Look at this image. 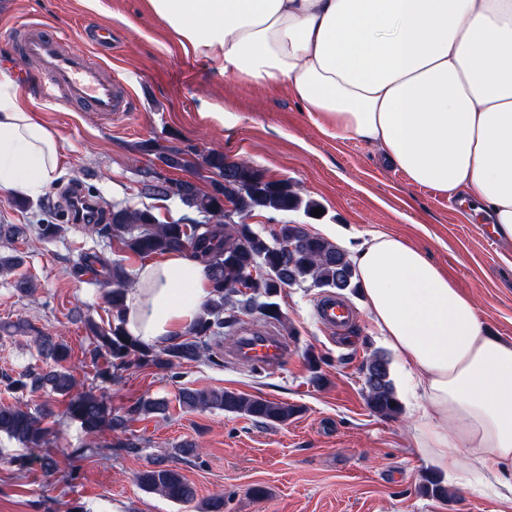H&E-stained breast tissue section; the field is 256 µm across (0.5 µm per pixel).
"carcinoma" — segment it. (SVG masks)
<instances>
[{"mask_svg":"<svg viewBox=\"0 0 512 512\" xmlns=\"http://www.w3.org/2000/svg\"><path fill=\"white\" fill-rule=\"evenodd\" d=\"M158 159L168 168L187 171L196 167L193 149L152 146ZM203 163L216 175L210 187L202 189L191 181L149 173L144 192L149 196H175L189 209L208 217L201 224L189 226L164 223L149 209L112 208L110 223L93 224L87 232L116 241L121 249L141 258L168 251L187 250L198 258L208 272L212 293L203 315L183 336L156 347L139 343L123 330L125 295L128 274L123 265L97 254L85 256L78 271L95 270L99 265L106 271L109 290L106 300L112 310V324L103 327L89 324L95 340V353L110 358V368L97 372L106 382L112 379L110 369L121 370L130 362L171 369L185 361H195L203 353L206 338L219 340L221 335L240 328L238 314L256 313L266 324L281 322L280 305L276 298L282 286L308 284L313 288H331L338 292H355L360 288L355 266L348 253L329 240L310 234L300 224H282L271 239L256 232L247 223L255 210L285 213L303 209L307 215L320 203L304 199L294 186L284 180L269 181L246 162L228 163L226 155L212 152ZM295 246L288 252L284 245ZM24 256L14 248L0 251V277H15V288L23 295L37 291L31 276L19 272ZM257 272L253 294L245 297L239 290L252 272ZM32 342L38 353L50 360L39 370L27 369L12 376L5 374L6 386L15 392H43L48 397L67 399L63 415L79 423L89 436L106 430L125 428L135 415L162 414L166 402L143 398L124 414L112 412L105 387L92 386L78 390L82 382L74 367H64L70 349L59 337L36 332ZM368 404L381 415L399 410L395 387L390 379L388 360L374 352L363 365ZM179 403L188 410L218 409L229 414L244 415L265 425L286 424L300 407L250 396L228 389H190L179 393ZM53 416L49 404L33 409L28 404L0 403V434L26 448H43L50 443L51 427L47 419ZM137 481L147 492L158 493L179 504L195 500L194 486L178 469L162 464L144 470Z\"/></svg>","mask_w":512,"mask_h":512,"instance_id":"carcinoma-1","label":"carcinoma"}]
</instances>
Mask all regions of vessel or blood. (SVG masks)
Segmentation results:
<instances>
[{
    "instance_id": "1",
    "label": "vessel or blood",
    "mask_w": 512,
    "mask_h": 512,
    "mask_svg": "<svg viewBox=\"0 0 512 512\" xmlns=\"http://www.w3.org/2000/svg\"><path fill=\"white\" fill-rule=\"evenodd\" d=\"M68 39L66 31L49 33L36 25L20 36L25 54L42 66V93L65 103L88 102L106 120L127 112L128 99L121 94L118 81L104 77L101 68L87 56L66 51ZM319 317L335 330L353 322L355 313L347 304L328 299L321 303ZM236 352L258 367L273 368L287 359L288 346L276 336L249 335L241 339Z\"/></svg>"
}]
</instances>
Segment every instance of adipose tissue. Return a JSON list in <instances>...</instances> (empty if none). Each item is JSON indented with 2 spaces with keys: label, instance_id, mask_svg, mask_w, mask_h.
<instances>
[{
  "label": "adipose tissue",
  "instance_id": "1",
  "mask_svg": "<svg viewBox=\"0 0 512 512\" xmlns=\"http://www.w3.org/2000/svg\"><path fill=\"white\" fill-rule=\"evenodd\" d=\"M185 52L225 75L276 81L339 138L375 147L416 185L454 197L512 244V0H147ZM0 68V195L37 198L61 175L56 130ZM353 261L367 314L422 401L417 449L512 500V342L404 239L369 234ZM211 295L186 251L136 270L128 336L186 334Z\"/></svg>",
  "mask_w": 512,
  "mask_h": 512
}]
</instances>
